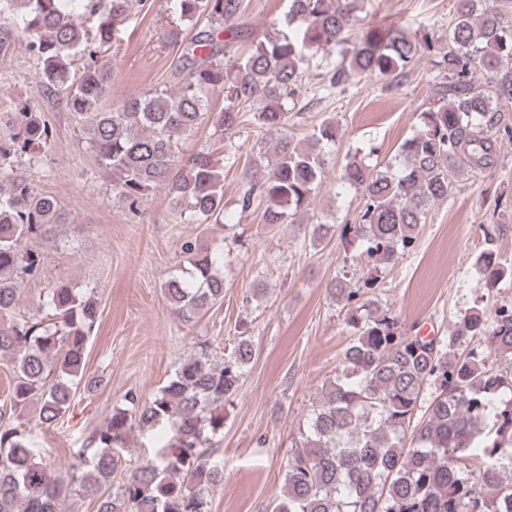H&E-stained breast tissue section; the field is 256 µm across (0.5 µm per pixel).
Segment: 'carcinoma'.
<instances>
[{
    "label": "carcinoma",
    "mask_w": 512,
    "mask_h": 512,
    "mask_svg": "<svg viewBox=\"0 0 512 512\" xmlns=\"http://www.w3.org/2000/svg\"><path fill=\"white\" fill-rule=\"evenodd\" d=\"M143 0H0V52L20 40L39 64L40 97L61 103L113 189L134 207L168 190L180 219L223 226L224 166L202 149L183 155L184 136L208 120L234 129L256 102L253 120L268 136L248 156L241 209L263 204L270 228L298 224L319 194L336 143L333 121L306 140L283 133L288 101L298 95L309 52L340 50L322 73L337 88L362 76L397 81L414 70L420 40L400 29H358V0H288L281 23L258 36L237 24L245 0H170L163 38L178 47L169 84L107 108L111 68L98 59L115 24ZM85 59L74 71L78 59ZM443 80L434 102L393 159L370 164L355 151L337 182L360 197L355 223L340 236L357 242L366 275L336 274L328 294L346 308L352 338L336 377L311 405L291 438L283 493L273 512H512V298L487 308L477 298L460 310L448 335L406 330L381 306V274L416 244L431 207L448 199L455 179L496 166L499 144L512 142V0H455ZM219 91L214 112L208 94ZM52 128L25 103L0 112V174L22 157L40 162ZM65 223L60 202L26 180L0 186V359L13 365L9 407L0 409V512H64L65 490L95 512H210L224 484L212 440L224 432V406L234 398L256 349L245 332L223 356L201 343L180 359L151 398L130 393L58 473L37 457L18 423L31 406L51 424L70 409L85 377L96 328V300L64 280L46 287L41 309L21 312L20 285L41 268L31 248L48 228ZM499 228L484 229L474 260L481 284L512 282V262L496 245ZM335 225L307 224L312 247ZM190 268L168 279V302L194 325L224 300V248L190 238L181 245ZM170 426L152 457L112 485L120 452L134 427Z\"/></svg>",
    "instance_id": "carcinoma-1"
}]
</instances>
